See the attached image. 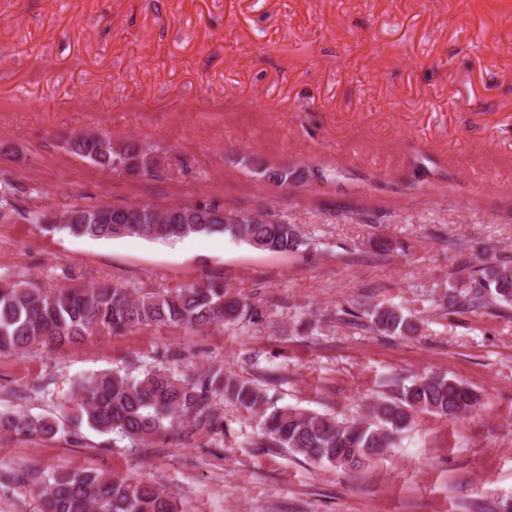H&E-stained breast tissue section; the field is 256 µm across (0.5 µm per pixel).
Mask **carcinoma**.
I'll use <instances>...</instances> for the list:
<instances>
[{
	"instance_id": "carcinoma-1",
	"label": "carcinoma",
	"mask_w": 512,
	"mask_h": 512,
	"mask_svg": "<svg viewBox=\"0 0 512 512\" xmlns=\"http://www.w3.org/2000/svg\"><path fill=\"white\" fill-rule=\"evenodd\" d=\"M68 147L102 169L147 171V154L127 141L112 146L106 134H78ZM23 188L0 181V211L13 207ZM64 228L96 239L139 237L179 240L190 235L228 234L265 252L295 251L303 239L291 224L268 220L241 224L224 216L216 204L175 205L156 211L150 204L124 207L80 206L67 216ZM512 306V267L493 265L464 288L448 287V305L476 312L491 304ZM259 310L245 298L230 295L224 283L210 280L165 294L132 292L121 285L93 282L79 288L53 289L34 281L0 285V354L33 350L58 351L101 333L123 334L145 326L200 330L213 325L253 322ZM336 321L385 336H409L418 330L416 316L394 306H375L336 313ZM180 351H165L156 363L132 370L134 363L78 383L62 396V418L0 411V430L42 435L72 434L81 423L116 436L130 447H151L154 438L185 423L224 432L217 406L226 401L258 420L261 445L285 449L341 470H356L396 447L418 414L456 419L476 409L481 395L471 386L442 375L416 377L397 385L392 396L373 399L359 420L296 408L279 407L269 393L279 373L270 369L259 380L223 368L179 371ZM8 483L37 491L40 512H178L173 497L151 481L105 477L90 470L44 474L31 465L4 477Z\"/></svg>"
}]
</instances>
